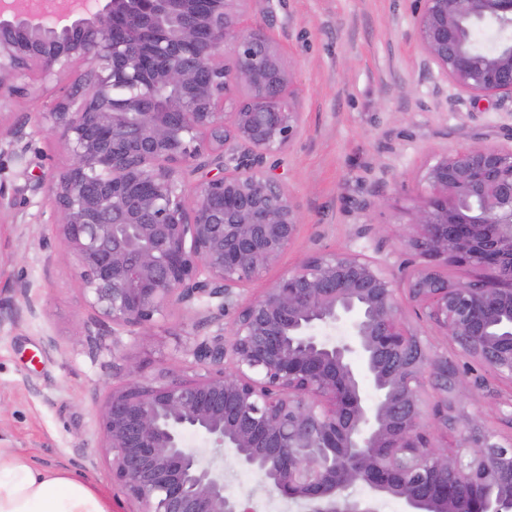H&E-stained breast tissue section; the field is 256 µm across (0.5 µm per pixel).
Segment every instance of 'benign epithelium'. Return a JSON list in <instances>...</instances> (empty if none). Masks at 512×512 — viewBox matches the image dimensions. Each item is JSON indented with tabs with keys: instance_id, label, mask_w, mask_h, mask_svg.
Masks as SVG:
<instances>
[{
	"instance_id": "7a95c632",
	"label": "benign epithelium",
	"mask_w": 512,
	"mask_h": 512,
	"mask_svg": "<svg viewBox=\"0 0 512 512\" xmlns=\"http://www.w3.org/2000/svg\"><path fill=\"white\" fill-rule=\"evenodd\" d=\"M102 2L57 0L49 22L27 0H0V103L88 67L82 93L44 115L70 156L53 179V228L112 335L217 301L202 316L216 331L193 349L202 373L132 367L100 407V453L136 512H252L227 494L224 467L182 442L187 430L305 512H376L385 496L407 512H458L459 481L482 489L465 512H512V439L473 425L453 447L436 442L462 421L468 381L404 323L399 298L512 379V146L457 149L428 169L402 238L422 260L405 288L334 252L239 304L302 224L263 170L302 125L284 58L267 28L244 23L252 0ZM415 24L426 63L459 92L512 102V39L488 49L473 35L512 31V0H418ZM450 261L480 276L452 284ZM345 321V339L318 333ZM356 485L368 497L353 498Z\"/></svg>"
}]
</instances>
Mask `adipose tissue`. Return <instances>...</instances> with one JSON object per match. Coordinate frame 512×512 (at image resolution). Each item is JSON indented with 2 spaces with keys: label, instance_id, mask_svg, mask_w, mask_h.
I'll use <instances>...</instances> for the list:
<instances>
[{
  "label": "adipose tissue",
  "instance_id": "obj_1",
  "mask_svg": "<svg viewBox=\"0 0 512 512\" xmlns=\"http://www.w3.org/2000/svg\"><path fill=\"white\" fill-rule=\"evenodd\" d=\"M0 512H112V506L87 480L0 448Z\"/></svg>",
  "mask_w": 512,
  "mask_h": 512
}]
</instances>
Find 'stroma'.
<instances>
[{"instance_id": "obj_1", "label": "stroma", "mask_w": 512, "mask_h": 512, "mask_svg": "<svg viewBox=\"0 0 512 512\" xmlns=\"http://www.w3.org/2000/svg\"><path fill=\"white\" fill-rule=\"evenodd\" d=\"M414 7L415 0H252L248 16L269 27L298 93L301 132L269 163L303 222L267 273L240 290L239 301L262 294L319 252L361 254L405 280L419 260L401 236L428 168L456 149L512 143V106L459 99L437 71L424 68ZM83 71L76 66L41 92L0 106V128L22 130L27 147L20 158L0 144V186L17 200L0 211V448L40 468L80 475L109 497L112 512H134L94 452L97 410L127 366L146 378L192 376L191 349L212 329L200 325L197 311L174 306L155 325L113 337L63 258L52 228V178L70 158L43 114ZM19 282L28 285L27 297L13 293ZM405 318L447 354L449 366L468 372L466 415L512 435L502 419L512 383L413 310ZM224 480L230 495L251 499L254 512L285 505L229 456Z\"/></svg>"}]
</instances>
